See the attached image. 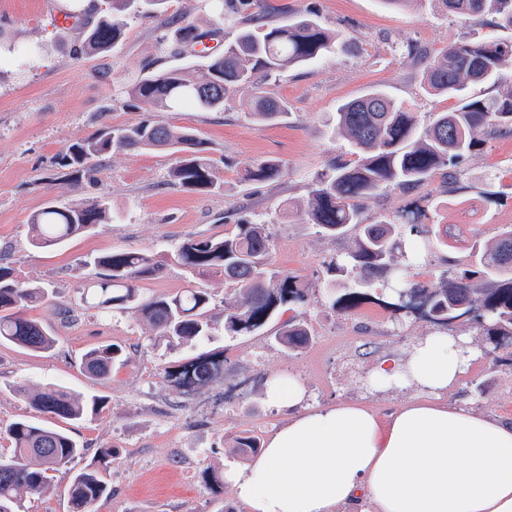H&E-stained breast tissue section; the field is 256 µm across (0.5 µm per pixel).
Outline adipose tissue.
Returning <instances> with one entry per match:
<instances>
[{
	"label": "adipose tissue",
	"instance_id": "1",
	"mask_svg": "<svg viewBox=\"0 0 512 512\" xmlns=\"http://www.w3.org/2000/svg\"><path fill=\"white\" fill-rule=\"evenodd\" d=\"M463 372L455 340L419 342L407 364L383 360V382L412 378L429 390L388 420L363 405L305 406L295 378L272 377L268 401L288 420L227 479L248 512H512V423L448 406Z\"/></svg>",
	"mask_w": 512,
	"mask_h": 512
}]
</instances>
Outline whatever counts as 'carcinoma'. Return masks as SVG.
Listing matches in <instances>:
<instances>
[{
  "label": "carcinoma",
  "instance_id": "cac0c4a2",
  "mask_svg": "<svg viewBox=\"0 0 512 512\" xmlns=\"http://www.w3.org/2000/svg\"><path fill=\"white\" fill-rule=\"evenodd\" d=\"M165 0H112L108 13L94 12L90 20L76 19L77 44L73 55L107 52L122 36L130 16L155 14ZM210 29L203 33L187 23L176 31L180 52L200 57L161 73L146 71L129 85L130 105L148 111H176L195 108L220 112L236 91L246 90L245 106L259 121L283 123L288 120V104L267 95L263 81L309 64L330 53L342 42L338 30L325 27L310 12L291 13L286 21L265 20L261 0H205ZM453 15L479 17L492 14L497 26L512 29V0H439ZM233 18L239 24L235 39L224 44V53L213 56L204 44L212 33ZM407 58L422 67V88L430 95L456 98L460 105L436 115L419 128L417 113L395 102L379 89L340 105L331 133L344 138L355 164L334 163L312 179L304 206L308 223L319 227L326 237L338 239L355 231L354 249L343 260L331 261L328 270L347 278L340 310L352 313L370 299L365 289L391 270L402 230L409 235L423 233L414 213L402 211L401 221L380 219L366 222L361 199L389 188L412 191L438 173H447L462 157L482 141L512 132V85L487 100L468 98L464 91L473 84L497 82L502 69L512 63V40L499 38L465 39L429 57L410 47ZM122 150H164L175 156L171 177L175 184L194 192L210 193L218 188L213 160L207 156L206 142L189 126L156 124L148 119L130 125H101L91 135L72 142L61 165L70 169L73 182L95 183L108 155ZM281 163L267 160L244 166L243 180L264 183L283 176ZM112 222V212L103 199L79 203L51 202L32 216L31 245L58 248L72 238L91 233ZM272 241L263 224L237 225V231L223 237H186L174 254L192 280L221 275L233 287L234 299L224 303V331L230 335L263 332L279 310L304 300L306 288L299 277L276 268L271 260ZM478 270L455 271L439 286L414 279L410 267L400 271L406 279L405 291L413 292L428 306L426 316L435 323L463 317L456 309L468 301L488 325L486 334L497 337L496 349L512 345V225H504L487 244L474 242L470 248ZM97 269L93 285L82 302L101 310L119 309L146 322L164 336L192 341L207 335L211 294L206 288L190 287L174 295L145 298L139 282L155 276L162 268L145 251L118 250L93 258ZM482 281H474L476 274ZM53 289L43 284L16 281L9 267L0 263V344L8 343L31 352H46L55 346L52 332L24 311L47 303ZM310 333L306 325L289 319L279 326L274 339L287 348L304 345ZM125 362L124 350L116 344L87 351L80 369L103 381L117 364ZM224 366V359L200 355L177 368L163 370L165 381L178 387L208 385ZM37 412L49 419L81 421L104 404L64 386L24 391ZM14 444L13 456L0 457V512H20L22 498L43 494L50 486L49 472L71 462L83 452L68 433L45 423L20 418L6 430ZM235 451L242 455L259 452L257 438L248 432L235 436ZM112 449L103 448L96 463L76 472L71 479V512H90V506L110 496L103 462Z\"/></svg>",
  "mask_w": 512,
  "mask_h": 512
}]
</instances>
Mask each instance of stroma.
Listing matches in <instances>:
<instances>
[{
  "label": "stroma",
  "mask_w": 512,
  "mask_h": 512,
  "mask_svg": "<svg viewBox=\"0 0 512 512\" xmlns=\"http://www.w3.org/2000/svg\"><path fill=\"white\" fill-rule=\"evenodd\" d=\"M69 3L0 0V32L13 46L0 52V252L16 281L54 289V303L29 309L27 315L56 339L44 353L0 345V455L13 452L5 433L10 423L39 417L22 390L62 385L104 397L105 405L85 420L60 421L85 453L53 472L49 492L25 496L21 512H70L71 478L102 448L113 451L104 463L112 493L91 512H245L224 477L250 460L235 453L230 439L249 430L263 440L283 423V413L266 400L271 376L297 377L307 406L354 401L386 418L427 393L411 381L380 383L373 374L377 360L385 355L409 359L419 341L438 332L463 342L470 353L463 375L444 395L449 405L512 423V365L507 362L512 347L501 348L496 363L485 356L489 340L471 318L441 326L383 308L375 299L388 293L384 278L371 288L372 302L351 313L339 311L341 290L330 287L327 264L350 252L354 238L323 237L301 210L315 174L331 163L357 160L348 143L330 133L339 104L380 89L413 105L424 125L455 107V100L423 91L420 68L403 56L407 45L433 56L466 36L512 39V29L495 26L490 15L448 14L439 0H413L404 8L383 0H267L281 12H314L345 35L334 52L312 66L266 84V92L286 100L290 109L287 122L269 124L253 120L235 98L220 112L185 108L148 116L128 106V82L145 66L161 72L180 65L177 24L191 21L201 27L206 20L195 0H165L162 16L131 19L109 52L82 57L71 51L74 32L55 21L56 12ZM147 116L199 131L214 161L218 192L173 185L174 158L162 151L111 153L94 185H75L61 167L66 147L100 124H132ZM267 159L283 164L284 177L264 184L243 181L244 165ZM95 197L108 201L112 223L61 248L30 245V219L47 201ZM444 199L449 202L445 208L440 205ZM361 207L371 222L418 209L430 233L420 239L423 256L413 272L438 283L446 272L468 268L472 240L490 242L503 225H512V133L462 159L451 184L437 177L409 193L388 189L365 197ZM243 221L266 226L275 265L307 287L304 301L293 310L313 336L301 348L286 350L268 335L225 334V288L219 277L204 282L212 295L211 332L192 342L159 335L119 310L80 306L95 273L90 257L116 250L150 252L163 268L141 282L142 294L172 295L188 285L173 257L177 245L190 235L224 236ZM107 343L122 346L129 362L100 382L79 364L89 349ZM214 353L223 356L224 370L208 387L187 392L164 380L165 367ZM208 467L222 475L221 484L204 481Z\"/></svg>",
  "instance_id": "stroma-1"
}]
</instances>
